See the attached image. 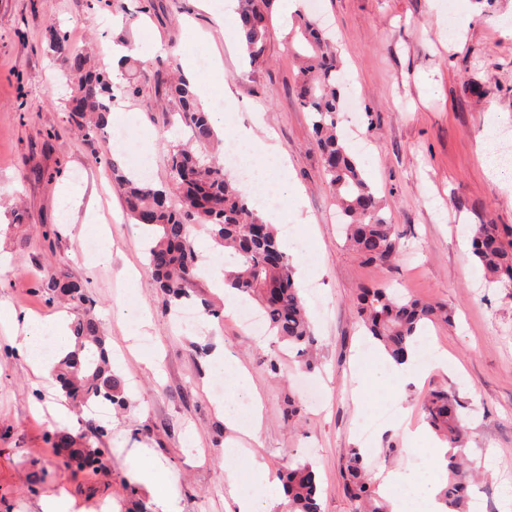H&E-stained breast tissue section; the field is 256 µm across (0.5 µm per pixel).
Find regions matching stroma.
<instances>
[{
    "label": "stroma",
    "instance_id": "stroma-1",
    "mask_svg": "<svg viewBox=\"0 0 512 512\" xmlns=\"http://www.w3.org/2000/svg\"><path fill=\"white\" fill-rule=\"evenodd\" d=\"M301 12L325 28L342 63L341 92L359 101L341 128L402 235L393 264L368 263L345 245L312 117L297 101V68L285 43L293 18L282 0H273L272 35L257 66L236 27L199 0H0V512H34L41 496L62 490L73 497V512H117L146 449L173 475L183 512H237L229 484L251 490L252 459L274 479L287 466L312 463L320 512H353L342 479L347 449L362 450L374 475L415 471L444 481L423 411L427 393L440 386L460 403L463 453L481 476L474 498L500 507L512 497V291L485 280L467 234L472 224L512 226V193L487 178L478 149L495 111L499 146L512 150V31L503 25L512 0H305ZM462 17L468 23L460 32ZM52 26L76 48L159 42V50L129 58L140 71L138 97L112 104L150 140L156 186L169 182L172 147L191 136L182 125L165 128L159 112L168 63L185 50L211 63L196 72L216 88L204 110L221 112L229 130L270 137L296 195L288 222L317 340L311 369L301 368L287 343L224 313L207 273L189 303L210 302L220 314L204 315L202 330L183 324L180 307L154 287L147 230L125 215L99 161L103 141L85 142L68 129L65 60L47 49ZM105 236L112 258L97 265L83 242ZM52 276L78 282L94 300L113 370L125 382L126 409L68 406L56 381L17 354L5 328L11 316L66 308L39 292ZM377 282L448 308L452 322L423 331L427 347L447 352V368L372 382L378 349L368 344L353 298ZM122 305L143 313L141 328L117 318ZM220 345L250 375L261 406L256 435L217 411L224 396L205 360ZM270 358L278 372L267 368ZM290 398L298 407L291 420L283 414ZM59 404L68 407L63 424L53 416ZM88 417L107 428L110 452L103 472L76 475L49 437ZM229 457L240 463L232 478Z\"/></svg>",
    "mask_w": 512,
    "mask_h": 512
}]
</instances>
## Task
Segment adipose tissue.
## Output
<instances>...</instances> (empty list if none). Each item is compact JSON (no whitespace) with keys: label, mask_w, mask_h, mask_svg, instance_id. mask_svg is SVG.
<instances>
[{"label":"adipose tissue","mask_w":512,"mask_h":512,"mask_svg":"<svg viewBox=\"0 0 512 512\" xmlns=\"http://www.w3.org/2000/svg\"><path fill=\"white\" fill-rule=\"evenodd\" d=\"M236 138L243 147V155L256 171L259 179L266 184L264 197V218L272 224L286 219L288 204L293 197V189L288 178V169L283 163L273 161L268 145L252 131L237 132ZM46 335L58 337L62 352L74 348L69 338V318L59 314L53 319L30 320L25 324V334L17 343V350L25 355L31 354L37 342ZM251 379L244 369H236L229 388L230 395L225 398L222 411L224 419L245 433L254 435L260 429L257 413L241 415L238 403L239 395L248 393ZM253 488L246 493H234L233 499L239 512H271L277 500L273 483L266 469L260 463H252ZM134 479L149 491L158 512H183L179 499L170 492L171 479L168 472L153 458H142L133 472Z\"/></svg>","instance_id":"1"}]
</instances>
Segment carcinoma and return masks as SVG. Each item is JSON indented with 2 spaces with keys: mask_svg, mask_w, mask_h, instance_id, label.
<instances>
[{
  "mask_svg": "<svg viewBox=\"0 0 512 512\" xmlns=\"http://www.w3.org/2000/svg\"><path fill=\"white\" fill-rule=\"evenodd\" d=\"M272 0H238L237 30L249 61L264 62L270 38ZM297 66L300 106L313 117V130L321 152L324 175L343 218V231L352 250L377 265L392 263L400 253V234L383 213V200L372 189L363 168L346 146L339 123L343 97L341 66L335 51L317 23L298 18L287 35ZM49 47L65 57L67 85L72 90L65 100L68 124L86 142L99 138L107 125L113 99V82L107 66L88 50L71 47L67 36L51 27ZM169 107L163 123L177 122L191 130V143L177 145L169 155L173 190L158 188L151 181L125 173L112 154L100 160L112 171L113 183L121 192L126 213L137 224L152 229L154 238L147 249L148 266L155 285L169 298L190 297L198 279L197 253L189 225L209 224L216 245L233 258L234 270L225 282L254 301L266 316L269 330L304 356L314 336L294 279L292 258L280 249L277 230L251 208L245 192L225 177L224 167L206 152L218 143L209 114L198 103L188 80L179 78L167 86ZM472 254L485 278L512 290V227L476 224L472 228ZM46 300L64 295L72 307L70 329L75 348L62 356L53 376L74 403L125 404L124 381L112 371L105 340L83 288L70 281H54L43 289ZM362 324L396 363L407 361L417 337L427 323H446L448 308L389 291L385 284L362 288L355 298ZM428 426L452 448H462L465 433L458 402L442 387L429 392L425 402ZM106 429L95 420L82 421L80 429L50 437L69 468L84 472L99 467L106 449L100 447ZM346 491L356 512H387L383 499L368 479L362 454L355 448L344 455ZM472 475L463 460L449 458L448 479L439 499L448 512H467ZM283 490L288 512H320L315 472L308 463L287 468Z\"/></svg>",
  "mask_w": 512,
  "mask_h": 512,
  "instance_id": "carcinoma-1",
  "label": "carcinoma"
}]
</instances>
